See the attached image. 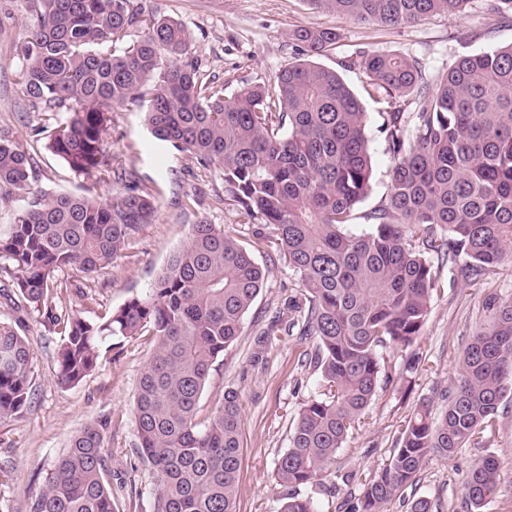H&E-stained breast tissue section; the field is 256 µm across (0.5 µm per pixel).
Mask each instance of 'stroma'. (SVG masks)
Here are the masks:
<instances>
[{
	"mask_svg": "<svg viewBox=\"0 0 512 512\" xmlns=\"http://www.w3.org/2000/svg\"><path fill=\"white\" fill-rule=\"evenodd\" d=\"M144 16L171 19L190 34V53L204 78L223 86L232 97L243 86L273 82L276 73L293 61L291 38L300 27H332L339 39L317 61L336 70L360 99L367 114V137L373 155L371 187L359 204L352 232L367 230L363 218L390 194L392 161L385 151L380 107L365 93L368 75L344 65L360 48L399 53L420 59L432 77L444 75L460 57L512 44V24L502 22L492 0H471L465 13L440 14L396 28L364 24L337 14L310 9L306 0H134ZM25 12L18 0H0V127L12 130L34 153L40 169L36 186L47 192L85 194L87 179L34 141L33 130L45 116L19 92L23 60L17 49L26 39ZM112 167L133 173L141 186L158 197L155 223L144 225L136 238L98 273L85 278L71 270L58 272L53 289L57 308L81 311L91 320L121 307L150 287L170 257L186 241L192 224H239L243 218L230 201L224 176L204 168L188 152L155 140L141 107H114L106 137ZM256 264L265 272L264 285L247 312L238 338L213 365L199 400L201 414L219 405L225 390L237 391L242 427L238 474V512H278L285 494L274 478L275 463L287 449L300 407L322 393L320 371L301 366L300 355L313 352V339L279 334L267 350L257 339L268 321L285 312L300 283L268 242L248 243ZM438 280L429 313L415 348L421 362L410 382L399 372L401 355L387 358L385 376L364 418L336 454L335 474L323 485L306 488L317 512H351L365 480L379 471L397 446L405 420L421 405L441 413L448 388L456 376L462 352L483 319L482 304L492 293L512 297V261L478 279L454 272L448 261L429 255ZM91 294L83 307L82 294ZM34 349L32 407L22 416L0 421V463L9 474L0 481V512H27L42 490L56 458L85 426L112 419L105 441L112 453V492L121 512H153L157 490L154 473L140 462L134 424V400L140 372L150 357L149 335L110 351L78 384L58 385L57 351L63 342L38 313L25 318ZM499 462L498 487L483 512H512V387L498 409L492 432L478 447L458 449L451 458L431 457L413 482L401 487L387 512H410L420 498L432 512H466L462 480L486 457Z\"/></svg>",
	"mask_w": 512,
	"mask_h": 512,
	"instance_id": "stroma-1",
	"label": "stroma"
}]
</instances>
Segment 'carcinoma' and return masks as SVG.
<instances>
[{
    "instance_id": "carcinoma-1",
    "label": "carcinoma",
    "mask_w": 512,
    "mask_h": 512,
    "mask_svg": "<svg viewBox=\"0 0 512 512\" xmlns=\"http://www.w3.org/2000/svg\"><path fill=\"white\" fill-rule=\"evenodd\" d=\"M29 21L20 90L33 105L65 116L34 129L72 171L122 188L99 195L33 189L34 155L0 132V204L24 205L0 224V271L11 275L22 309L66 337L57 381L79 383L109 340L151 332L153 346L135 394L138 454L158 478L154 512H237L241 408L228 390L198 419L216 360L240 335L264 273L236 230L201 222L145 292L104 321L60 314L52 288L69 268L88 277L104 268L143 224L158 199L113 178L105 149L109 112L146 105L152 136L216 166L256 239L275 246L302 286L288 300V328L316 339L310 362L326 391L300 408L289 446L275 464L288 488L280 512H317L299 489L320 486L337 451L376 394L384 354L407 353L401 378L420 363L409 351L435 287L425 254L465 256L462 276L479 277L512 257V44L465 55L441 78L418 60L361 48L345 67L370 78L367 94L388 97L383 113L392 159L388 199L362 215L372 226L346 230L370 186L373 157L366 112L339 74L313 61L336 44V30L292 33L300 58L270 84L224 98L200 78L190 35L170 19H145L133 0H22ZM311 8L384 26L459 13L468 0H307ZM143 36L116 54L133 30ZM485 323L435 417L425 405L400 431L389 462L365 485L353 512H384L397 490L432 456L451 457L493 430L512 381V298L491 295ZM25 322L0 320V421L32 405L34 353ZM111 419L84 427L56 460L30 512H116L105 434ZM486 457L463 481L469 512H482L498 487Z\"/></svg>"
}]
</instances>
